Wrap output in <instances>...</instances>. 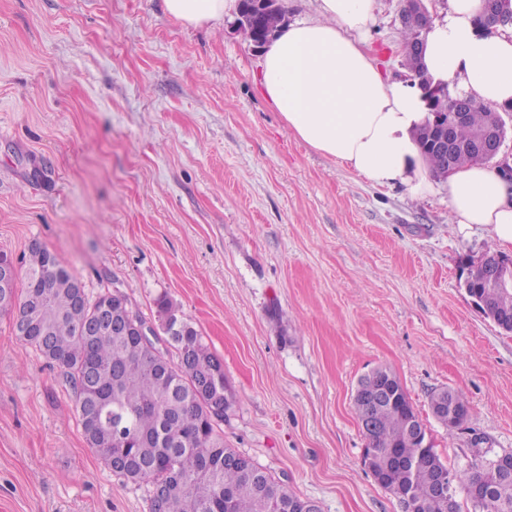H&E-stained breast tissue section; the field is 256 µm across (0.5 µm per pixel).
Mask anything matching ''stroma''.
<instances>
[{
	"mask_svg": "<svg viewBox=\"0 0 512 512\" xmlns=\"http://www.w3.org/2000/svg\"><path fill=\"white\" fill-rule=\"evenodd\" d=\"M403 0L364 49L403 80ZM231 19L163 0H0V251L42 242L87 296L165 295L224 362V443L320 512H401L363 462L359 379L400 380L449 468L512 453V334L474 305L448 191L376 186L288 130ZM464 392L446 430L430 395ZM0 512H150L89 448L59 368L0 314Z\"/></svg>",
	"mask_w": 512,
	"mask_h": 512,
	"instance_id": "35a3bbf8",
	"label": "stroma"
}]
</instances>
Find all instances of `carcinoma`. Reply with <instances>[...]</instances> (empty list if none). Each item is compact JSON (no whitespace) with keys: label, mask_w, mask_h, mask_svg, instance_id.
<instances>
[{"label":"carcinoma","mask_w":512,"mask_h":512,"mask_svg":"<svg viewBox=\"0 0 512 512\" xmlns=\"http://www.w3.org/2000/svg\"><path fill=\"white\" fill-rule=\"evenodd\" d=\"M258 0H239L238 18L246 19L250 42L266 44L286 19L281 2L264 10ZM427 21L415 24L412 8H403V46L421 40ZM500 117L493 109L473 104L467 121L455 128L461 143ZM437 130L426 126L417 140L430 168L441 171L470 163L474 156L461 150L451 163L434 146ZM81 283L61 258L46 248L25 256L24 287L0 288V313L14 315L26 326L16 338L62 369L69 380L74 404L89 447L107 466L112 449L122 448L135 466L115 474L134 484L168 483L172 493L162 512H270V496L286 503L298 498L258 465L247 471L224 460L239 452L224 445L217 426L224 422L232 402L224 363L202 341L198 331L165 295L156 300L160 324L179 323L167 336L177 360L154 341L142 342L129 324L143 322L125 299L103 292L94 300L79 295ZM465 288L477 307L497 326L512 333V289L487 286V270L470 261ZM392 380L394 404L374 405L353 401L359 421H373L366 434L367 447L375 449L365 466L370 472L384 469L390 456L411 462L408 469H392L384 489L402 512H444L434 497L439 472L452 474L465 503L456 512H512V478L495 474L496 458L475 449L470 460L448 468L435 446L422 450L407 436L414 409L398 377L382 368Z\"/></svg>","instance_id":"carcinoma-1"}]
</instances>
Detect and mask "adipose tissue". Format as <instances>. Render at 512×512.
Here are the masks:
<instances>
[{
	"mask_svg": "<svg viewBox=\"0 0 512 512\" xmlns=\"http://www.w3.org/2000/svg\"><path fill=\"white\" fill-rule=\"evenodd\" d=\"M374 0H318V16L279 30L263 51L260 84L288 129L312 149L347 164L377 186L410 196L448 189L460 231L487 233L512 249V184L482 163L434 175L416 139L430 118L421 78L485 106L512 102V27H479L480 0H448L443 17L422 34V73L387 81L358 37L374 21ZM166 12L191 26L236 14L237 0H164Z\"/></svg>",
	"mask_w": 512,
	"mask_h": 512,
	"instance_id": "ef3b65f1",
	"label": "adipose tissue"
}]
</instances>
